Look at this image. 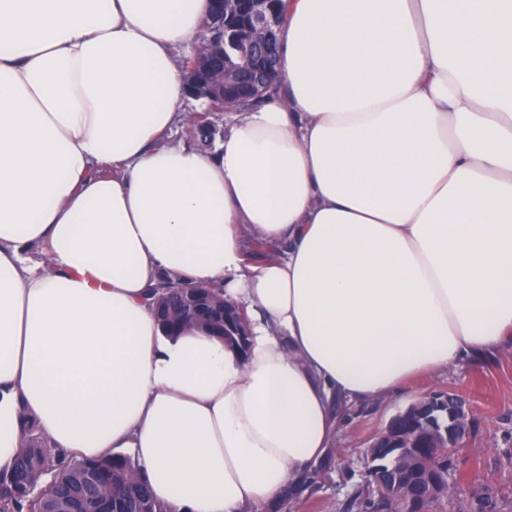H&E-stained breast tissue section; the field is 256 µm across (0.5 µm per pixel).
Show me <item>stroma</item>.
<instances>
[{"mask_svg": "<svg viewBox=\"0 0 512 512\" xmlns=\"http://www.w3.org/2000/svg\"><path fill=\"white\" fill-rule=\"evenodd\" d=\"M456 390L471 403L470 434L448 455L447 497L429 512H512V351L415 380L382 402L353 408L313 478L284 512H358L366 450L389 420L432 390Z\"/></svg>", "mask_w": 512, "mask_h": 512, "instance_id": "stroma-1", "label": "stroma"}]
</instances>
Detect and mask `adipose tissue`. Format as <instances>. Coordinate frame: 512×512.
Returning a JSON list of instances; mask_svg holds the SVG:
<instances>
[{
    "label": "adipose tissue",
    "instance_id": "adipose-tissue-1",
    "mask_svg": "<svg viewBox=\"0 0 512 512\" xmlns=\"http://www.w3.org/2000/svg\"><path fill=\"white\" fill-rule=\"evenodd\" d=\"M209 9L0 0V469L29 427L166 512H282L342 412L512 348V0H287L277 91L201 151L167 137ZM166 274L247 353L166 335Z\"/></svg>",
    "mask_w": 512,
    "mask_h": 512
}]
</instances>
